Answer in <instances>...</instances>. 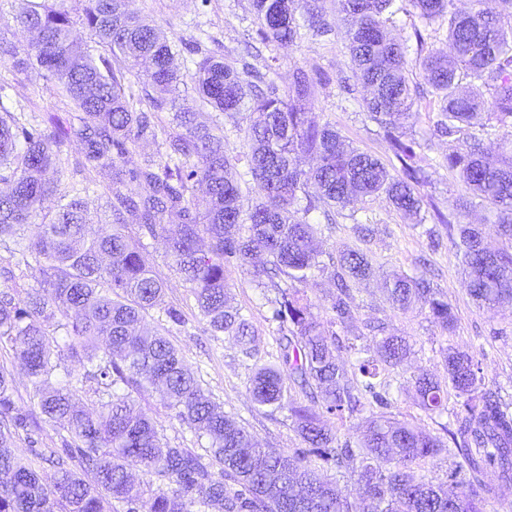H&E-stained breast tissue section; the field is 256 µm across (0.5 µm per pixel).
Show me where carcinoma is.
<instances>
[{"mask_svg": "<svg viewBox=\"0 0 512 512\" xmlns=\"http://www.w3.org/2000/svg\"><path fill=\"white\" fill-rule=\"evenodd\" d=\"M395 2L334 0L331 16L320 0H251V8L268 45L328 35L338 21L346 25L351 63L367 91L361 105L401 163L396 176L310 118L324 78L318 69H296L292 85L282 90L245 59L213 55L198 44L202 57L186 73L196 97L158 129L151 113L126 93L129 77L143 76L154 92L150 105L162 112L181 78L173 67L176 45L153 20L129 11L126 0H26L16 21L28 34L27 46L0 40V58L16 74L43 70L74 115L62 134L52 127L29 129L0 103V183L8 185L0 192V243L42 218L38 238L19 249L24 265L38 271L41 288L23 299L13 288L0 289V344L10 346L34 380L44 422L67 437L49 450L51 474L7 451L21 430L29 444L38 439L29 432L28 415L14 407L11 374L1 367L0 512H116L115 502L121 512H484L495 488L483 482V473L495 469L512 481V413L485 388L479 363L463 351L450 350L445 359L458 398L450 442L371 412L356 445H341L329 421L366 407L362 396L390 405L382 393L385 375L403 364L411 345L402 336H374L351 367L337 361L334 326L353 320V289L373 269L355 249L344 250L328 269L319 247L322 229L310 214L326 216L383 194L397 211L420 215L417 187L427 175L402 131L420 88L411 83L414 68L439 99L438 136L494 119L512 137V0H498V12L455 11L453 0H408L427 21L448 18L450 52L424 51L416 31L414 57L408 42L386 31L384 15ZM78 25L87 38L75 34ZM212 112L224 113L236 128L246 123L247 171L238 181L231 170L239 156L226 147ZM159 130L164 152L131 163L140 142L157 138ZM64 136L78 143L77 165L88 177L82 188L60 195L57 158ZM302 155L316 164L301 168ZM442 165L457 171L492 215L485 224L458 225L456 246L470 295L482 309L511 308L512 249L492 250L484 240L493 234L512 241V146L504 142L489 151L475 136L469 150L448 154ZM98 180L109 190L110 233L100 232L85 213L83 196ZM243 183L254 192L248 208ZM197 185L207 196L203 212L193 198ZM55 195V211L43 212L44 201ZM173 217L179 231L170 235ZM127 225L137 227L138 237L125 234ZM144 238L165 241L207 330L233 339L248 358L257 355L256 330L231 302L225 267L234 264L278 290L272 319L287 333L279 338L278 361L255 365L248 390L257 405L288 411L308 450L285 455L257 446L243 425L217 408L164 335L138 329L157 308L172 323H183L144 259ZM325 272L337 282V294L334 318L324 324L302 302L299 285ZM384 288L392 305L407 310L419 304L442 330L454 331L452 308L425 279L393 273ZM64 351L82 366L81 377L62 365ZM290 383L310 403L290 399ZM81 385L97 396L98 411L74 401ZM414 388L422 410L445 409L448 391L433 376H414ZM154 391L180 424L208 440L211 462L164 438L138 401ZM444 452L457 458L445 485L419 472L420 462ZM312 455L356 474V500L319 476ZM134 466L155 482L135 481Z\"/></svg>", "mask_w": 512, "mask_h": 512, "instance_id": "obj_1", "label": "carcinoma"}]
</instances>
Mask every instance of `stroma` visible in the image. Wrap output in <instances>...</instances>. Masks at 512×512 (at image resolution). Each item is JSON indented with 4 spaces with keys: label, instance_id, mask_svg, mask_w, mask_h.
Masks as SVG:
<instances>
[{
    "label": "stroma",
    "instance_id": "1",
    "mask_svg": "<svg viewBox=\"0 0 512 512\" xmlns=\"http://www.w3.org/2000/svg\"><path fill=\"white\" fill-rule=\"evenodd\" d=\"M130 8L155 20L176 42L208 37L212 40L211 50L223 56L257 50L254 65L260 69L272 68L274 79L283 89L290 86L295 68H319L326 83L315 94L316 120L332 126L350 145L378 157L391 173H399L400 164L383 130L363 111L359 94L349 95L338 88V78L353 72L343 30L323 38L306 35L290 46L265 47L257 35L250 0H130ZM388 25L394 36L405 39L418 31L427 47L441 50L448 47L446 27L426 23L414 12H397ZM22 94L32 101L31 107L25 110L28 121L43 124L51 118L60 126H68L71 106L57 95L41 70L35 68L15 75L8 63L0 61V102L14 107ZM437 109L431 93L421 94L405 131L406 138L416 142L419 156L429 166V178L418 188L425 202L423 223L404 217L385 199L367 198L354 209L337 212L333 223L323 224L322 249L324 260L333 262L338 261L344 249L361 250L376 272L375 278L360 284L355 294V317L339 331L344 343L337 352L339 361L347 365L354 363L355 356L347 346L365 344L371 337L370 324H383L386 332L408 337L413 351L407 362L391 370L386 378L391 403L384 413L442 438L451 420L449 411L455 408L457 398L449 396L445 412L425 413L414 395L413 375L426 372L445 379L449 349L465 351L478 361L487 388L512 407V313L479 310L468 294L464 266L453 240L457 225L481 223L485 211L480 206L461 209V202L468 197L466 188L455 172L441 165L448 152L465 149L471 131L466 128L449 138L438 137L434 131ZM360 223L368 225L369 235L356 232L355 227ZM144 246L154 274L167 287V301L181 310L184 319L183 324L176 325L168 322L162 311L152 310L146 316L149 326L159 328L169 338L214 401L226 415L244 425L261 447L287 455L294 453L302 441L287 412L256 406L250 398L252 360L244 358L231 340L209 335L190 288L166 255L163 240L148 239ZM391 271L426 278L441 298L451 304L457 317L455 332L443 331L431 322L427 311L394 309L383 294L379 278L380 273ZM224 275L235 305L250 318L257 331L262 361H277L280 330L278 322L272 319L275 289L256 286L245 270L234 265L227 266ZM141 405L163 428L171 445L197 447L196 437L179 425L157 394L146 395Z\"/></svg>",
    "mask_w": 512,
    "mask_h": 512
}]
</instances>
